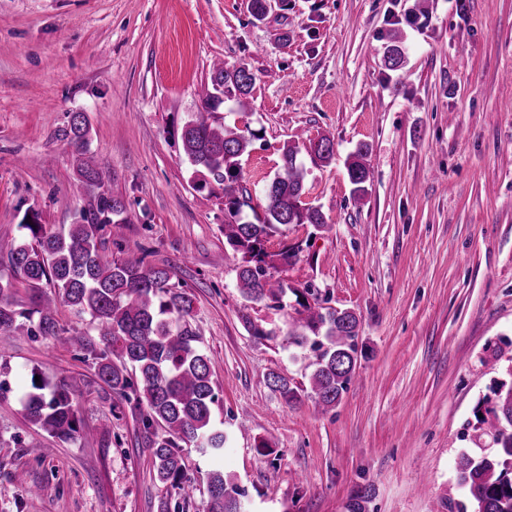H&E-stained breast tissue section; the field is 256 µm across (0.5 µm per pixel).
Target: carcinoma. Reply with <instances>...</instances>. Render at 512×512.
<instances>
[{
    "label": "carcinoma",
    "mask_w": 512,
    "mask_h": 512,
    "mask_svg": "<svg viewBox=\"0 0 512 512\" xmlns=\"http://www.w3.org/2000/svg\"><path fill=\"white\" fill-rule=\"evenodd\" d=\"M401 34L394 33L386 46L385 66L395 71L403 62ZM255 77L244 66L228 69L224 61L212 63L211 87L200 97L199 111L181 127L185 161L224 190V238L240 255L237 287L248 302L268 301L282 309L290 287L268 269L290 265L297 257L293 248L277 253L267 250L270 237L290 224L325 226L322 212L303 201L305 172L298 162V147L283 148L281 164L265 189L263 212L248 219L250 194L240 184L239 158L251 138L216 120L224 96L248 106ZM90 127L82 112L59 131L74 148L77 167L74 186L84 192L86 204L74 222L60 233L48 232L39 214L24 216L22 227L29 237L0 245L7 251L10 275L0 273V331L19 330L25 312L12 300L13 278L19 276L38 290L47 284L51 294L39 295L35 313L38 336H57V307L65 305L78 316H87L99 341L81 343L83 360L97 376L130 405L140 417L146 446L157 479L178 491L183 503L192 497L193 485L185 478L182 445L203 454L224 450V429L215 425L219 397L210 357L202 338L190 322L194 299L172 283L166 268L148 267L143 259L115 258L103 246V235L112 217L121 215L124 203L112 195L111 176L89 150ZM369 147L360 145L349 157L347 174L353 194L367 192L370 171ZM359 319L349 309L304 306L291 323V343L309 348L313 359L309 385L317 409L326 413L336 407L354 377L358 364ZM268 387L285 403L301 399L288 378L271 373ZM493 398L474 412L473 447L461 452L457 462L458 485L466 490L474 510L450 496L445 507L456 512H512V381H498ZM23 408L29 420L50 436L73 440L80 435V421L70 393L31 382ZM209 501L205 512H243L244 489L231 476L216 470L207 477Z\"/></svg>",
    "instance_id": "cac0c4a2"
}]
</instances>
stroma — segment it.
Here are the masks:
<instances>
[{"label": "stroma", "mask_w": 512, "mask_h": 512, "mask_svg": "<svg viewBox=\"0 0 512 512\" xmlns=\"http://www.w3.org/2000/svg\"><path fill=\"white\" fill-rule=\"evenodd\" d=\"M400 28V71L384 46ZM255 75L251 107L225 101L226 126L258 137L241 160L253 207L288 142L298 143L305 202L327 229L292 226L267 248L299 246L277 270L357 314L361 354L332 411L286 405L277 372L308 388V353L290 344L300 309L245 301L224 241V194L198 188L177 131L196 111L214 60ZM126 211L105 229L123 255L170 269L193 294V322L215 370L223 459L182 450L203 512L207 475L237 478L248 512H445L461 501L457 460L477 404L512 367V0H288L255 19L249 0H0V242L35 211L71 224L76 155L60 139L71 113ZM330 138L324 163L309 141ZM370 147L355 198L344 165ZM265 329L258 338L241 317ZM59 336L0 331V512H161L177 494L155 476L129 405L78 354L95 331L59 306ZM70 392L78 439L26 416L31 374ZM48 448L35 461L28 445Z\"/></svg>", "instance_id": "obj_1"}]
</instances>
